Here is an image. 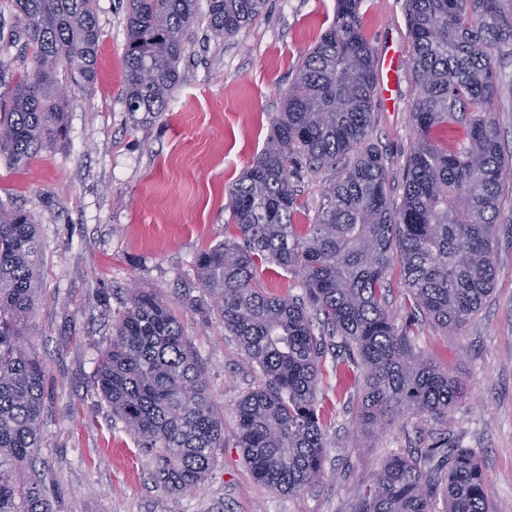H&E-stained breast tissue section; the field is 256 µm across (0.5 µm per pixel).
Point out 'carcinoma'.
<instances>
[{"mask_svg": "<svg viewBox=\"0 0 512 512\" xmlns=\"http://www.w3.org/2000/svg\"><path fill=\"white\" fill-rule=\"evenodd\" d=\"M216 39L264 12L266 0H206ZM362 0H336V20L299 56L295 78L261 153L232 187L235 235L200 252L198 281L241 345L261 383L236 406L238 447L253 478L296 493L323 470L317 393L322 344L302 303L262 293L266 263L300 276L310 305L364 371L360 424L372 432L396 416L448 418L461 400L457 379L413 350L412 330L385 307L398 264L413 302L435 323L459 327L476 314L496 275L494 235L504 179L512 180L491 116L495 60L512 58V0H407L415 93V138L402 201L390 204L385 160L368 144L376 84L374 51L360 23ZM0 31V156L23 166L67 138L68 99L57 73L93 87L99 49L97 0H7ZM198 0H130L123 55L129 112H163L182 80L180 63ZM459 126L465 142L440 129ZM334 179L307 224L289 168L293 157ZM37 222L0 205V512H54L41 487L14 466L41 447L46 372L26 342L41 264ZM94 385L125 428L160 450L169 490L201 483L224 447V411L169 304L148 288L129 305L101 352ZM490 512L476 455L443 437L388 458L353 512Z\"/></svg>", "mask_w": 512, "mask_h": 512, "instance_id": "1", "label": "carcinoma"}]
</instances>
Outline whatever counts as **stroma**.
<instances>
[{
    "instance_id": "35a3bbf8",
    "label": "stroma",
    "mask_w": 512,
    "mask_h": 512,
    "mask_svg": "<svg viewBox=\"0 0 512 512\" xmlns=\"http://www.w3.org/2000/svg\"><path fill=\"white\" fill-rule=\"evenodd\" d=\"M129 0H99L97 81L70 86L69 136L29 164L0 159V203L33 213L43 244L32 325L46 369L43 445L26 471L39 475L56 512H352L392 454L444 437L481 460L490 512H512V187L499 201L493 292L462 326L443 329L414 307L391 272L388 308L411 326L415 346L457 376L465 397L446 421L401 418L384 431L358 419L363 370L347 366L340 337H326L318 400L324 412L323 474L280 494L257 483L237 446L235 407L259 373L224 329L195 272L198 253L223 243L229 190L271 133L299 54L336 17V0H267L263 14L229 39L199 19L166 111H126L122 65ZM362 28L376 57L399 52L392 99L374 91L369 142L386 160L393 203L415 137L406 0H363ZM495 117L512 152V59L497 63ZM334 174L291 167L303 209L315 217ZM150 289L178 315L224 410V449L207 478L184 492L157 477L159 451L143 447L93 386L100 351L127 291Z\"/></svg>"
}]
</instances>
